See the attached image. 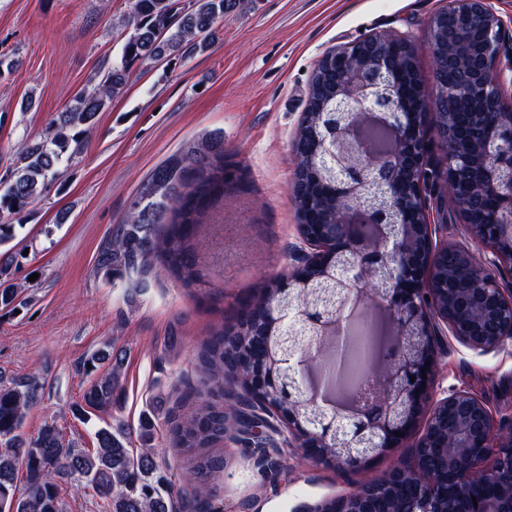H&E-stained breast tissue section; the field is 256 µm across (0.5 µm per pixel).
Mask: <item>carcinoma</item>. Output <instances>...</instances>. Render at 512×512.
I'll return each instance as SVG.
<instances>
[{"label":"carcinoma","instance_id":"cac0c4a2","mask_svg":"<svg viewBox=\"0 0 512 512\" xmlns=\"http://www.w3.org/2000/svg\"><path fill=\"white\" fill-rule=\"evenodd\" d=\"M244 0H133L121 28L120 54L103 69L97 81L75 95L66 111L59 113L39 140H23L15 151L8 177L0 179V215L19 216L41 201L60 178V167L79 151L82 135L97 123L98 115L112 98L123 92L131 66L138 62L167 60L186 62L211 49L219 40L218 24L224 15L242 8ZM379 46L392 53L393 63L406 71L401 87L403 97L412 102L420 96L415 55L407 54L396 42L382 38ZM468 75L448 65L442 56L435 77L436 95L431 111L451 114L463 122L470 112L468 100L448 93ZM327 90L326 80L312 75L308 104ZM224 195V136L217 135L188 147L175 159L157 167L143 185L122 223L112 228L102 243L96 271L106 277L122 278L146 272L150 258L156 257L186 281L202 276L197 244L204 209ZM315 194L292 184V200L297 211L307 213ZM167 225L163 235L157 227ZM13 225L0 224V309L15 310L22 293L13 279L14 255L4 248L13 238ZM276 283H271L247 299L248 308L238 310L230 324L215 331L196 355L200 382L206 391L192 388L193 398L180 403L168 414L172 447L189 455L184 478L198 490V512H220L214 507L211 485L220 469L211 450L224 442V435L237 428V419L224 410V386L243 387L250 378L246 357L263 359L268 352L267 337L260 324L271 307L279 306ZM371 347L360 353L332 340L312 361L304 375L321 381L336 398L349 381L361 378L359 394H373L377 379L365 364ZM123 358L104 343L85 359L82 369L92 380L82 402L73 408L79 419L92 411L107 412L118 397V376ZM43 389L41 377L31 374L0 383V438L10 447L0 450V512H64L59 482L76 489H92L104 501L108 512H174L173 485L155 461L154 425L140 422L132 448L131 432L121 424L98 427L93 433L96 446L79 448L66 443L53 423L43 424L36 437L25 442L18 431L29 408ZM25 469V487L17 489L16 474Z\"/></svg>","mask_w":512,"mask_h":512}]
</instances>
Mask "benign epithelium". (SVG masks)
Returning <instances> with one entry per match:
<instances>
[{
    "label": "benign epithelium",
    "mask_w": 512,
    "mask_h": 512,
    "mask_svg": "<svg viewBox=\"0 0 512 512\" xmlns=\"http://www.w3.org/2000/svg\"><path fill=\"white\" fill-rule=\"evenodd\" d=\"M453 29L448 61L470 74L466 96L480 111H507L502 98L512 89V55L505 50L512 29L490 0H448L429 29ZM365 56L347 65L345 76L315 106L321 124L315 157L298 168L305 186L336 181V209L316 211V219L298 224L303 248L288 273L281 298L297 305L302 321L315 334L295 329L275 336L282 362L297 370L322 349L325 337L350 335L349 322L370 302L381 310L379 335L394 350L389 366L378 367L376 351L368 364L381 378V389L367 401L333 404L328 410L319 387L311 385L302 403L303 417L275 411L289 441L314 451L311 459L356 471L390 448H407L381 476L366 481L307 512H512V421H495L488 406L461 389L435 398V370L440 336L448 331L471 350L487 353L512 342V290L488 273L507 262L493 248L497 239L512 240V146L489 153L490 137L477 139L441 124L426 111L422 95L408 105L398 90L399 74L377 37L363 40ZM492 56V67L477 58ZM388 128L395 137L397 160L372 153L363 141V121ZM470 176L469 200L456 197L461 176ZM436 185L443 201L459 208L470 245L434 241L423 185ZM492 199L497 210L489 224H475L473 211ZM415 213L411 224L398 214ZM430 366H425V363ZM426 373H421V370ZM415 381H410V377ZM491 479L499 499L473 505L468 490ZM460 489L450 502L437 487Z\"/></svg>",
    "instance_id": "7a95c632"
}]
</instances>
